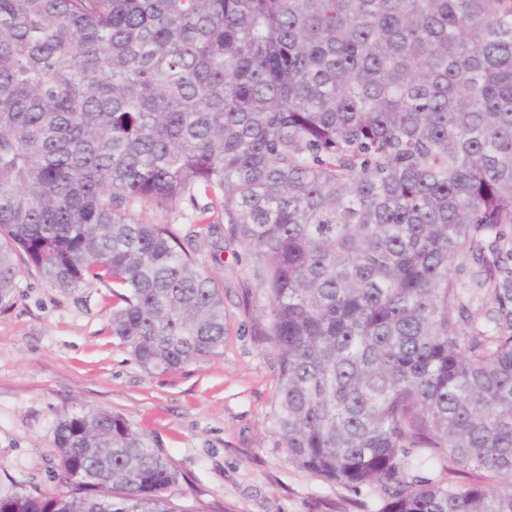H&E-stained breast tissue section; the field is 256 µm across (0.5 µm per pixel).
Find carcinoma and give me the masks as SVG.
Listing matches in <instances>:
<instances>
[{"label": "carcinoma", "instance_id": "1", "mask_svg": "<svg viewBox=\"0 0 512 512\" xmlns=\"http://www.w3.org/2000/svg\"><path fill=\"white\" fill-rule=\"evenodd\" d=\"M185 201L183 236L133 211ZM222 222L266 298L288 460L374 512H512V289L490 324L468 304L512 225V0H0V310L23 253L110 288L145 372L206 360ZM54 440L64 491L0 512H197L122 415L80 405ZM440 458L473 480L416 474Z\"/></svg>", "mask_w": 512, "mask_h": 512}]
</instances>
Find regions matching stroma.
Here are the masks:
<instances>
[{"mask_svg": "<svg viewBox=\"0 0 512 512\" xmlns=\"http://www.w3.org/2000/svg\"><path fill=\"white\" fill-rule=\"evenodd\" d=\"M220 260L202 268L224 285V347L181 371L147 374L108 328L96 285L64 293L25 274L0 311V490L57 488L54 428L84 405L122 414L181 474L182 506L208 512H364L378 503L289 462L274 430L276 352L258 334L265 303L250 252L220 231Z\"/></svg>", "mask_w": 512, "mask_h": 512, "instance_id": "obj_1", "label": "stroma"}]
</instances>
